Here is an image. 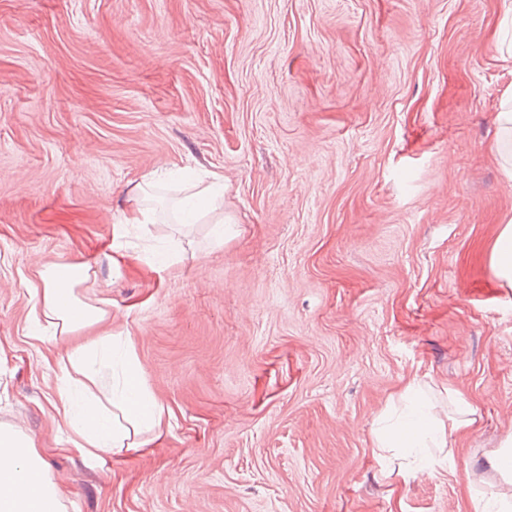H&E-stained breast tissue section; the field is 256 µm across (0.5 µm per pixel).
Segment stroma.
<instances>
[{"label":"stroma","mask_w":512,"mask_h":512,"mask_svg":"<svg viewBox=\"0 0 512 512\" xmlns=\"http://www.w3.org/2000/svg\"><path fill=\"white\" fill-rule=\"evenodd\" d=\"M512 0H0V424L64 512H473L512 502V219L494 117ZM224 181V243L144 176ZM179 256L160 268L162 252ZM82 263L101 334L130 337L164 409L138 450L71 447L62 337L28 336L37 267ZM420 384L447 420L426 477L376 423ZM126 222L127 224H118L115 225L114 228V240H117V254L122 249V243L119 240L124 237V232L126 231L128 224H132L131 226H134L135 224H152L154 223V211L145 207L140 200L133 199L131 204V217H129ZM512 220L503 226L490 253V268L503 288H512Z\"/></svg>","instance_id":"1"}]
</instances>
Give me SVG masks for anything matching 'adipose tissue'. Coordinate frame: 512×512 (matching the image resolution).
<instances>
[{"label": "adipose tissue", "mask_w": 512, "mask_h": 512, "mask_svg": "<svg viewBox=\"0 0 512 512\" xmlns=\"http://www.w3.org/2000/svg\"><path fill=\"white\" fill-rule=\"evenodd\" d=\"M29 290L33 298L30 337L41 325L54 328L68 342L57 361L55 406L72 445L98 459L115 448H135L133 434L159 431L161 410L150 394L134 351L112 356L111 338L92 330L109 317L101 302L81 292L91 278L85 264L39 267ZM398 417L378 429L376 446L443 448L446 431L430 430L433 404L421 388L405 389ZM0 512H62L58 487L31 438L13 426H0Z\"/></svg>", "instance_id": "obj_1"}]
</instances>
